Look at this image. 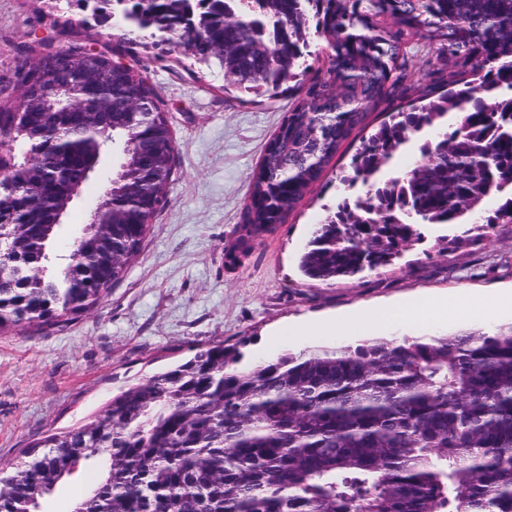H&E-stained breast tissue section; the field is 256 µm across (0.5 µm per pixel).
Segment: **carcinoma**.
Returning <instances> with one entry per match:
<instances>
[{"instance_id":"cac0c4a2","label":"carcinoma","mask_w":512,"mask_h":512,"mask_svg":"<svg viewBox=\"0 0 512 512\" xmlns=\"http://www.w3.org/2000/svg\"><path fill=\"white\" fill-rule=\"evenodd\" d=\"M204 35L174 50L224 73L237 90L276 97L300 79L299 96L253 174L234 265L254 237L281 224L324 180L343 147L384 103L379 126L337 176L343 193L324 209L300 260L311 279L352 278L392 264L423 228L512 224V0H198ZM177 0H128L123 43L108 54L72 53L95 68L112 103V131L67 142L55 131L77 115H27L52 156L43 173L0 192V333L21 324L61 326L99 305L122 280L164 208L175 151L146 74L113 56L157 47ZM391 19V25L380 21ZM329 65L312 70L308 48ZM434 52L429 81L410 104L412 51ZM314 75L304 79L309 72ZM150 113L129 123L135 98ZM458 114L456 128L439 132ZM419 160L389 174L402 145ZM112 145L120 173L114 206L77 237L67 264L49 272L60 226L49 224L85 167ZM504 203L488 215L484 204ZM222 342L112 396L88 422L26 449L0 468V512H36L72 475L76 458L101 467L75 512H512V326L316 347L241 365Z\"/></svg>"}]
</instances>
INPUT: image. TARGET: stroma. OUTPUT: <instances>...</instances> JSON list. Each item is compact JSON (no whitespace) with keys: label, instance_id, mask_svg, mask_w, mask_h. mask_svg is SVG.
Instances as JSON below:
<instances>
[{"label":"stroma","instance_id":"obj_1","mask_svg":"<svg viewBox=\"0 0 512 512\" xmlns=\"http://www.w3.org/2000/svg\"><path fill=\"white\" fill-rule=\"evenodd\" d=\"M74 26L72 0H0V94L16 97L25 57L17 49L45 32L46 14ZM124 60L142 70L165 110L176 148L167 203L125 278L95 308L64 328L24 325L0 335V467L24 461L44 436L87 422L113 394L192 356L195 347L242 345L245 364L313 346H356L337 331V314L424 294H453L448 310L422 308L408 319L382 318L381 339L490 333L512 325V307L493 304L512 284V224H457L452 246L425 228L422 243L392 265L358 277L322 282L307 277L299 258L336 182L314 186L283 224L262 234L248 257L227 267L249 182L266 143L294 97H256L225 89L216 68H185L135 47ZM95 469L56 487L45 512H74L77 493L92 489Z\"/></svg>","mask_w":512,"mask_h":512}]
</instances>
